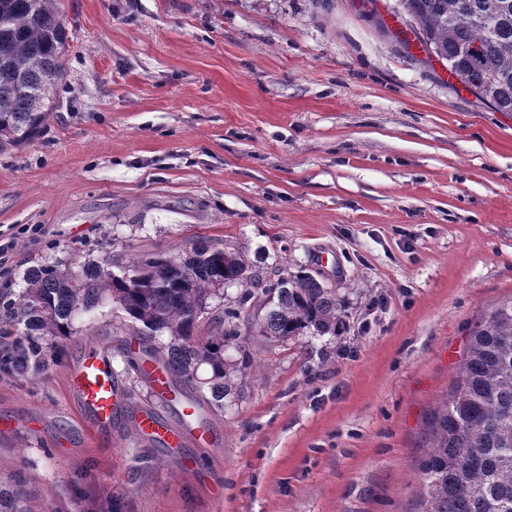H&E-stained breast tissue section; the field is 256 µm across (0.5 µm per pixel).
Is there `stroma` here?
Masks as SVG:
<instances>
[{
    "label": "stroma",
    "instance_id": "1",
    "mask_svg": "<svg viewBox=\"0 0 512 512\" xmlns=\"http://www.w3.org/2000/svg\"><path fill=\"white\" fill-rule=\"evenodd\" d=\"M397 0H61L60 108L0 152V288L28 269L217 239L253 269L320 271L336 336L229 348L210 444L122 372L119 321L83 316L61 362L0 378V478L31 512H409L425 421L470 328L512 297V114L404 49ZM121 388L102 435L67 373L90 344ZM153 463L137 477L140 450ZM135 426L138 433L158 439L170 448H181L183 445L184 433L182 431L161 419L152 417L149 413L142 414Z\"/></svg>",
    "mask_w": 512,
    "mask_h": 512
}]
</instances>
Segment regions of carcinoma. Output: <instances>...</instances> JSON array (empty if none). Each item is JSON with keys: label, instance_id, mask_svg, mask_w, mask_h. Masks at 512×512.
Segmentation results:
<instances>
[{"label": "carcinoma", "instance_id": "carcinoma-1", "mask_svg": "<svg viewBox=\"0 0 512 512\" xmlns=\"http://www.w3.org/2000/svg\"><path fill=\"white\" fill-rule=\"evenodd\" d=\"M59 0H0V151L25 145L48 128L67 75L69 31ZM412 38L481 104L512 113V0H399ZM25 288L0 290V373L25 378L48 365L44 339L76 335L77 318L107 302L120 332L168 343L142 351L171 371L181 396L224 411L235 384L226 369L228 343L241 338L254 300L271 307L248 340L285 341L337 335L343 309L328 279L300 269L262 279L239 250L193 241L178 252L155 251L127 262L110 258L78 268L28 270ZM240 288L206 328L210 300ZM140 355V356H142ZM140 356L125 363L140 373ZM425 454L416 465L410 512H512V298L470 329L446 399L427 421ZM22 479L0 483V512H29Z\"/></svg>", "mask_w": 512, "mask_h": 512}]
</instances>
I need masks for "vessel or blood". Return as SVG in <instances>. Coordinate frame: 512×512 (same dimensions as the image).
<instances>
[{
    "instance_id": "b4317fda",
    "label": "vessel or blood",
    "mask_w": 512,
    "mask_h": 512,
    "mask_svg": "<svg viewBox=\"0 0 512 512\" xmlns=\"http://www.w3.org/2000/svg\"><path fill=\"white\" fill-rule=\"evenodd\" d=\"M143 368L158 398L170 391L167 367L159 362L145 361ZM69 388L78 402L82 416L92 429L102 432L111 427L118 407L119 388L112 375L110 360L99 346H90L69 376ZM138 433L160 440L172 448L183 445L184 434L163 420L142 414L136 422Z\"/></svg>"
}]
</instances>
